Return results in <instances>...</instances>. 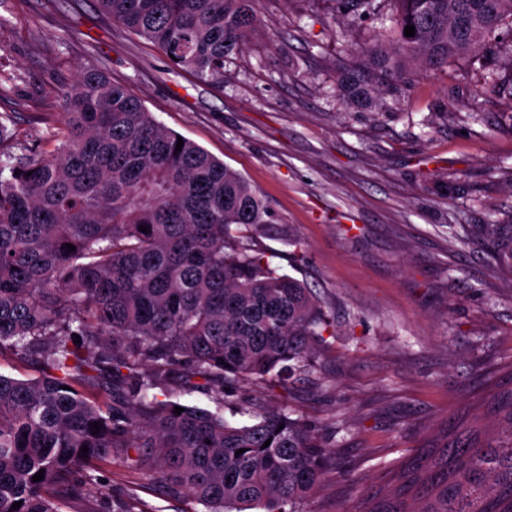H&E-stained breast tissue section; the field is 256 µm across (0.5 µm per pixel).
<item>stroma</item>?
Here are the masks:
<instances>
[{
  "label": "stroma",
  "instance_id": "35a3bbf8",
  "mask_svg": "<svg viewBox=\"0 0 512 512\" xmlns=\"http://www.w3.org/2000/svg\"><path fill=\"white\" fill-rule=\"evenodd\" d=\"M243 52L224 81L202 82L112 23L95 0H0V115L15 155L53 150L62 120L54 90L98 70L152 115L239 172L268 203L259 238L272 267L305 281L336 320L312 371L288 389L240 393L322 425L335 470L311 512H355L390 465L496 422L512 389V274L466 228L512 206V101L491 87L496 48L438 71L414 68L379 108L349 104L340 67L389 29L392 0L339 15L334 0H258ZM451 193L438 192L439 184ZM119 512L129 489L153 512H206L165 495L142 471L100 465Z\"/></svg>",
  "mask_w": 512,
  "mask_h": 512
}]
</instances>
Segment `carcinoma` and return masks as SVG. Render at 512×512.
I'll list each match as a JSON object with an SVG mask.
<instances>
[{
    "label": "carcinoma",
    "instance_id": "carcinoma-1",
    "mask_svg": "<svg viewBox=\"0 0 512 512\" xmlns=\"http://www.w3.org/2000/svg\"><path fill=\"white\" fill-rule=\"evenodd\" d=\"M96 2L212 83L256 22V0ZM393 2L389 43L354 50L344 69L352 102L377 107L411 65L445 68L512 32V0ZM492 82L512 98V67ZM63 109L52 151L0 146V357L38 365L34 378L0 373V512H60L63 490L86 502L113 461L207 512H309L332 470L324 430L243 399L223 415L240 383L285 386L313 368L336 327L305 282L265 260L267 204L195 142L176 150L179 134L99 71L74 80ZM471 240L512 272V210L470 225ZM199 388L215 410L171 400ZM496 412L483 435L391 469L396 487L362 512H512V391Z\"/></svg>",
    "mask_w": 512,
    "mask_h": 512
}]
</instances>
